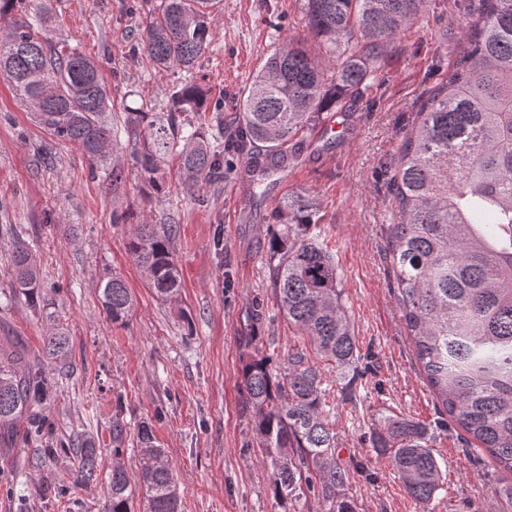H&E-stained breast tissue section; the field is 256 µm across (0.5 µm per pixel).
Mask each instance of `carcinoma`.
Segmentation results:
<instances>
[{
    "instance_id": "obj_1",
    "label": "carcinoma",
    "mask_w": 512,
    "mask_h": 512,
    "mask_svg": "<svg viewBox=\"0 0 512 512\" xmlns=\"http://www.w3.org/2000/svg\"><path fill=\"white\" fill-rule=\"evenodd\" d=\"M23 0H0V75L20 92L38 123L75 145L94 164L116 142L104 113L112 110L109 87L97 65L75 48H58L39 29L48 11L16 14ZM221 0H162L140 33L131 55L159 69L191 72L211 46L209 17ZM463 26L464 50L448 82L430 96L399 147L388 182L393 223L389 254L397 300L424 379L448 416L512 474V0H481ZM424 0H303L310 36L286 40L266 59L239 95L235 133L214 149L210 131L224 134V115L206 116L202 87L174 86L172 108L162 118L130 112L125 131L140 180L164 188L165 159L174 154L183 190L194 195L199 179L218 171L224 153L259 147L252 172L265 181L286 166L287 146L316 125L336 100L361 94L377 72L388 45L411 24ZM314 203H284L278 232L268 240L278 312L306 337L314 352L345 379L356 368L358 349L336 256L310 234ZM127 250L164 301L178 300L182 279L172 229L145 220L130 233ZM12 294L33 304L42 299L36 259L28 244L11 246ZM102 308L112 322L125 321L131 293L116 273L99 285ZM259 307L247 316L241 341L254 349L242 367V409L255 447L270 462L274 498L307 493L327 512H356L345 493L346 465L336 455V433L327 420L319 367L302 349L283 357L259 349L252 329ZM72 346L56 324L43 338L42 356L0 344V440L37 439L52 431L42 413L48 393L46 366L70 367ZM145 512H180L173 466L157 447L150 427L137 434ZM125 428L112 424V471L108 512H131L132 490L122 461ZM428 428L383 415L371 433L377 457L387 459L405 491L423 505L435 499L443 473L430 450ZM78 461L60 491L98 480V449L90 441L73 448H36L31 467Z\"/></svg>"
}]
</instances>
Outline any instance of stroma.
Instances as JSON below:
<instances>
[{"instance_id": "obj_1", "label": "stroma", "mask_w": 512, "mask_h": 512, "mask_svg": "<svg viewBox=\"0 0 512 512\" xmlns=\"http://www.w3.org/2000/svg\"><path fill=\"white\" fill-rule=\"evenodd\" d=\"M161 0H46L52 38L95 59L112 92L107 120L118 129L117 152L128 156L126 107L154 116L172 106L181 71H163L133 58L130 47ZM479 0H425L388 48L359 96L337 103L340 132H309L289 142L288 166L267 193L248 173L251 157L228 155L195 200L178 183L169 157L167 188L145 193L127 170L120 193L111 161L97 164L74 145L35 123L27 105L0 77V225L17 227L46 285L45 300L68 331L73 372L55 379L45 413L51 435L0 448V512H107L112 424L125 427L124 461L138 490L137 432L149 426L175 469L181 512H321L316 498L277 501L270 470L253 446L239 386L246 312L261 306L259 335L286 354L308 343L276 314L267 243L284 200L314 199L319 234L336 256L357 341L352 385L320 361L336 453L352 469L348 496L358 512H422L392 465L376 458L370 435L380 416L430 426L431 450L444 474L432 512H500L496 495L512 474L450 422L415 359L395 296L387 249L393 217L387 182L401 140L431 92L446 82L463 48L461 27ZM215 40L192 72L208 107L231 112L242 88L283 38L306 40L302 0H222L212 13ZM169 224L183 288L178 302L159 299L130 258V227L113 209ZM10 236H0V340L42 354L51 327L47 311L10 293ZM126 280L134 307L125 324L104 313L99 283L111 273ZM92 441L99 478L77 498L58 494L57 472L27 465L34 447Z\"/></svg>"}]
</instances>
